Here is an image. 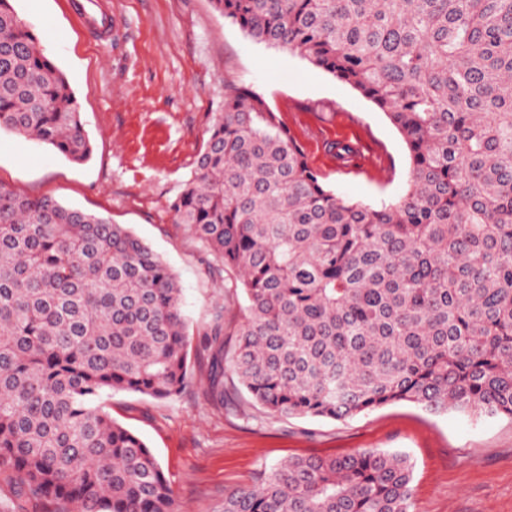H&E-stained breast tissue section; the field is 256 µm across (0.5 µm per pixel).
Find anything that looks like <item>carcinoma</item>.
Here are the masks:
<instances>
[{"label":"carcinoma","mask_w":512,"mask_h":512,"mask_svg":"<svg viewBox=\"0 0 512 512\" xmlns=\"http://www.w3.org/2000/svg\"><path fill=\"white\" fill-rule=\"evenodd\" d=\"M251 39L349 84L406 143L405 193L327 186L266 100L230 87L177 223L237 273L231 356L267 413L342 420L396 402L512 418V0H213ZM75 164L77 98L0 0V130ZM192 375L175 273L122 224L0 185V470L61 512H173L152 450L98 405L180 395ZM399 453L296 457L223 512H411Z\"/></svg>","instance_id":"1"}]
</instances>
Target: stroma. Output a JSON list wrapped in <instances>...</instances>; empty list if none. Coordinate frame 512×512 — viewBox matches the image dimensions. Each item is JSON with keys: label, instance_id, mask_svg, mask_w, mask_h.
Returning <instances> with one entry per match:
<instances>
[{"label": "stroma", "instance_id": "1", "mask_svg": "<svg viewBox=\"0 0 512 512\" xmlns=\"http://www.w3.org/2000/svg\"><path fill=\"white\" fill-rule=\"evenodd\" d=\"M66 74L92 143L74 164L46 145L0 132V185L48 196L130 227L177 274L192 341L193 375L177 398L115 392L103 404L162 465L176 512H222L225 492L259 483L294 457L359 449L403 453L413 464V512H512V420L435 414L389 404L346 420L266 413L224 375V406L207 392L204 338L244 320L226 290L234 274L174 220L227 86L265 98L338 193L376 204L407 187L406 144L385 114L350 85L299 56L251 41L212 0H112L115 37L89 41L67 0H13ZM344 133L357 156L337 160Z\"/></svg>", "mask_w": 512, "mask_h": 512}]
</instances>
